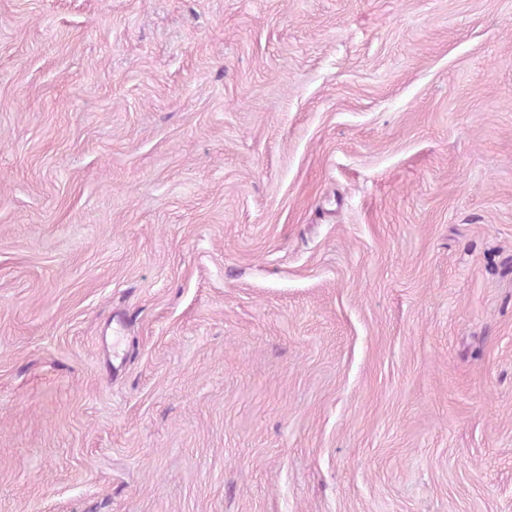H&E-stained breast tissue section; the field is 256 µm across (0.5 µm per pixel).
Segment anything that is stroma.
<instances>
[{
	"label": "stroma",
	"mask_w": 512,
	"mask_h": 512,
	"mask_svg": "<svg viewBox=\"0 0 512 512\" xmlns=\"http://www.w3.org/2000/svg\"><path fill=\"white\" fill-rule=\"evenodd\" d=\"M0 512H512V0H0Z\"/></svg>",
	"instance_id": "stroma-1"
}]
</instances>
